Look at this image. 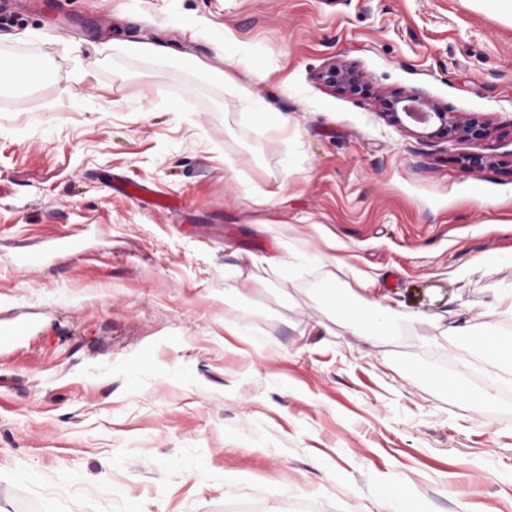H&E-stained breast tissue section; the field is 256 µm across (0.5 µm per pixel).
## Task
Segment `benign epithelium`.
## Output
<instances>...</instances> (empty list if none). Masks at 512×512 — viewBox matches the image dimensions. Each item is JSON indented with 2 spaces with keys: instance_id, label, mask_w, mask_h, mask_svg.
I'll return each instance as SVG.
<instances>
[{
  "instance_id": "benign-epithelium-1",
  "label": "benign epithelium",
  "mask_w": 512,
  "mask_h": 512,
  "mask_svg": "<svg viewBox=\"0 0 512 512\" xmlns=\"http://www.w3.org/2000/svg\"><path fill=\"white\" fill-rule=\"evenodd\" d=\"M320 79L327 86L347 95H357L364 91L365 81L361 73L349 64L329 65ZM386 115L394 125H403V117L410 116L409 106H414L425 114L424 128L419 135L442 139L447 142L481 139L486 136L485 125L477 119H458L448 113V109L430 102L417 94L394 95L382 100ZM461 168L466 172L481 170L489 163V158L477 153L465 154L460 159Z\"/></svg>"
}]
</instances>
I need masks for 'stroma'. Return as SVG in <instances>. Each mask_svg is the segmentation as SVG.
I'll return each mask as SVG.
<instances>
[{"mask_svg": "<svg viewBox=\"0 0 512 512\" xmlns=\"http://www.w3.org/2000/svg\"><path fill=\"white\" fill-rule=\"evenodd\" d=\"M26 52L41 81L0 90V512H391L397 484L411 512H512V365L475 348L512 290V21L462 0H69L59 28L0 18V60ZM240 56L287 136L192 66ZM335 62L362 95L319 81ZM413 92L488 136L391 125L383 98ZM467 153L492 163L463 172ZM251 190L277 196L255 216ZM76 230L83 257L19 264ZM326 236L392 330L327 304L357 287L310 262ZM120 192L127 198L137 202H144L150 199L152 205L161 210L176 209L180 205V203L173 198L155 195L154 191L145 185H129Z\"/></svg>", "mask_w": 512, "mask_h": 512, "instance_id": "obj_1", "label": "stroma"}]
</instances>
